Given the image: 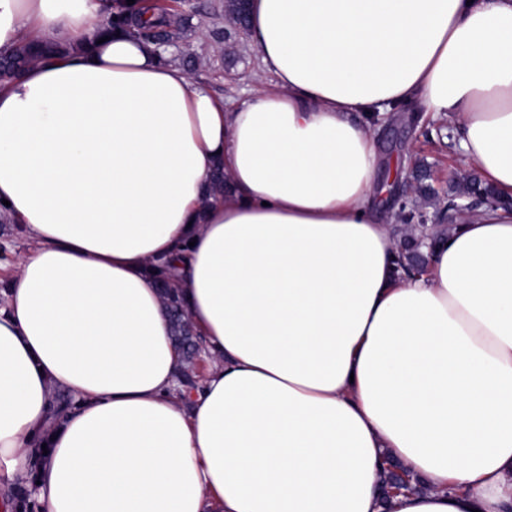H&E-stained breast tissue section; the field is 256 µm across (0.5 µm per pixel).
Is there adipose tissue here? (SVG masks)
Here are the masks:
<instances>
[{"mask_svg": "<svg viewBox=\"0 0 512 512\" xmlns=\"http://www.w3.org/2000/svg\"><path fill=\"white\" fill-rule=\"evenodd\" d=\"M111 2L0 0L2 50L95 41L0 84V503L512 512V0H251L273 81L229 107ZM414 105L501 203L402 279L366 117ZM183 251L189 394L145 273ZM29 248L28 243L16 232L14 224L0 221V262L12 264Z\"/></svg>", "mask_w": 512, "mask_h": 512, "instance_id": "1", "label": "adipose tissue"}]
</instances>
